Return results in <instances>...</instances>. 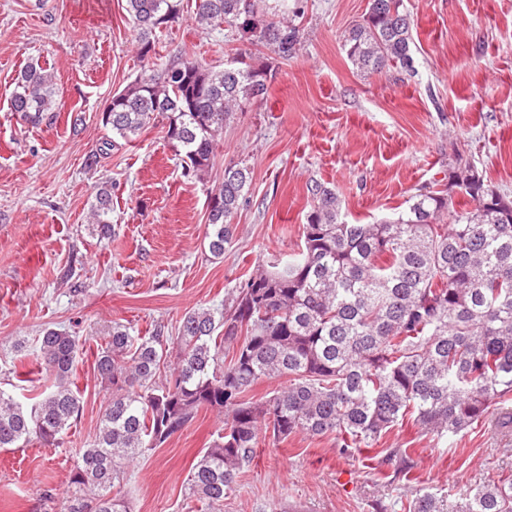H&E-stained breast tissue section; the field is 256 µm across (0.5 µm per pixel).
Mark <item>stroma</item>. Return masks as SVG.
Returning a JSON list of instances; mask_svg holds the SVG:
<instances>
[{
  "instance_id": "1",
  "label": "stroma",
  "mask_w": 512,
  "mask_h": 512,
  "mask_svg": "<svg viewBox=\"0 0 512 512\" xmlns=\"http://www.w3.org/2000/svg\"><path fill=\"white\" fill-rule=\"evenodd\" d=\"M183 0L154 59L180 56L223 68V30L192 20ZM126 0H0V389L25 398L44 379L19 382L32 367L43 329L79 336L73 379L82 416L59 448L34 444L0 450V512H47L62 499L73 462L95 438L108 392L94 354L113 324L147 336L174 331L185 313L220 305L258 265L297 252L310 210L311 181L335 189L351 224L393 216L416 189L444 179L459 160L483 171L512 197V0H404L413 23L416 72L360 74L342 39L369 0H299L296 55L255 54L273 70L268 95L224 127L213 177L225 162L251 172L249 202L222 258L207 248L208 183L185 177L161 126L102 156L87 155L107 132V101L142 71ZM53 68L59 89L54 124L33 125L11 111L15 80L29 62ZM83 124L72 128V114ZM112 184V236L89 222L96 187ZM220 422L199 411L161 447L131 466L130 512H204L186 500L190 466ZM407 449L410 476L387 453ZM512 479V419L502 408L458 435L436 440L407 420L376 450L340 451L335 436L299 432L275 443L260 438L224 512H379L409 483L457 500L467 489Z\"/></svg>"
}]
</instances>
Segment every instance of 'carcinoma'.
Instances as JSON below:
<instances>
[{"label": "carcinoma", "mask_w": 512, "mask_h": 512, "mask_svg": "<svg viewBox=\"0 0 512 512\" xmlns=\"http://www.w3.org/2000/svg\"><path fill=\"white\" fill-rule=\"evenodd\" d=\"M139 33L140 58L158 32L182 17L181 0H126ZM288 0H195L197 27H226L236 40L286 61L300 28L285 17ZM298 16V7L291 10ZM410 15L403 0H369L343 47L357 71L415 72ZM234 48L231 65L204 67L193 57L143 71L100 113L111 136L86 159L129 144L156 119L185 174L211 177L224 125L267 96V65ZM54 74L35 63L18 74L11 111L32 124L56 117ZM250 170L224 165L207 203V247L224 256L233 220L246 204ZM303 245L294 257L253 273L224 307L187 312L177 336L165 327L133 335L116 323L97 350L94 373L109 392L94 441L79 450L63 512H129L127 469L165 443L201 409L222 417L216 440L192 465L185 493L224 512L240 486L261 431L273 441L304 432L336 435L344 448H371L398 422L412 419L441 439L481 422L512 399V199L470 164L448 167L443 187L422 186L394 218L372 224L343 219L336 191L310 186ZM473 203L456 209V199ZM112 185L97 187L90 223L112 234ZM452 218V223L445 219ZM176 344L170 352V344ZM232 352L225 361L223 350ZM79 337L49 328L36 339L38 372L49 385L29 401L0 391V449L32 443L58 448L82 412L72 376ZM287 379L269 396L246 394L264 380ZM403 512H512V482L448 496L413 488Z\"/></svg>", "instance_id": "1"}]
</instances>
